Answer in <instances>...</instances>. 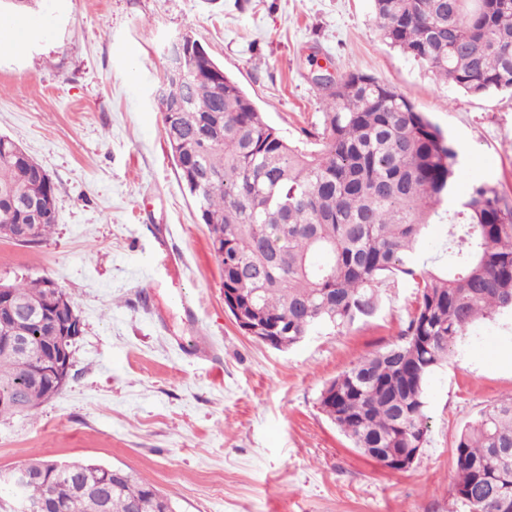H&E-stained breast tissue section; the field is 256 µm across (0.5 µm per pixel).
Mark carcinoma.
<instances>
[{
	"label": "carcinoma",
	"instance_id": "cac0c4a2",
	"mask_svg": "<svg viewBox=\"0 0 512 512\" xmlns=\"http://www.w3.org/2000/svg\"><path fill=\"white\" fill-rule=\"evenodd\" d=\"M383 41L476 97L512 92V0H372ZM191 55L161 136L224 266V304L292 347L325 328L372 316L379 285L416 283L398 342L369 352L320 392L319 408L367 458L395 471V457L428 432L433 372L482 319L512 311V196L489 184L455 194L458 152L412 101L371 75L323 88L320 149L284 140L231 76ZM0 136V226L28 224L37 242L56 224L49 176ZM434 220L448 222L447 259H413ZM50 277L10 284L18 308L47 305ZM26 360L0 356V396L23 394V415L50 400L35 363L58 352L52 319L23 325ZM453 492L465 512H512V397L489 405L455 441ZM60 472L27 464V500L38 512H177L167 494L123 468L85 459Z\"/></svg>",
	"mask_w": 512,
	"mask_h": 512
}]
</instances>
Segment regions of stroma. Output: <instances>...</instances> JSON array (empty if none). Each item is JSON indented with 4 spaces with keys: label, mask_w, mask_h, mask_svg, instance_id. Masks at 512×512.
Instances as JSON below:
<instances>
[{
    "label": "stroma",
    "mask_w": 512,
    "mask_h": 512,
    "mask_svg": "<svg viewBox=\"0 0 512 512\" xmlns=\"http://www.w3.org/2000/svg\"><path fill=\"white\" fill-rule=\"evenodd\" d=\"M14 21L26 41L0 50V135L46 171L58 211L38 244L0 238V282L52 277L82 334L62 391L36 418L0 420V471L42 457L121 467L178 512H463L455 439L512 397V313L476 325L432 375L410 469L364 457L317 399L396 342L414 283L380 288L375 314L338 335L282 350L246 335L160 135L157 93L168 46L190 35L311 150L326 112L315 75H371L448 134L462 195L481 183L512 193V96L466 94L390 48L371 0H36Z\"/></svg>",
    "instance_id": "obj_1"
}]
</instances>
